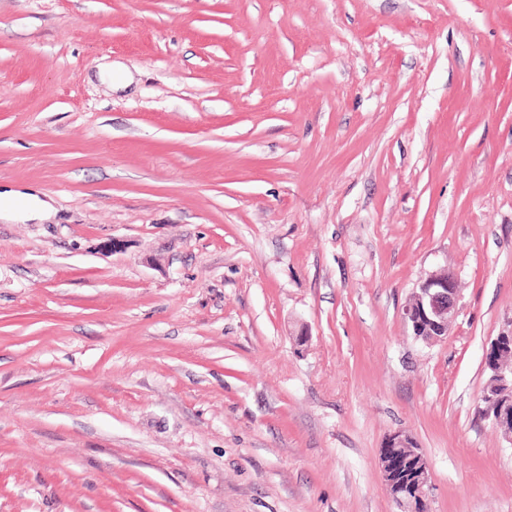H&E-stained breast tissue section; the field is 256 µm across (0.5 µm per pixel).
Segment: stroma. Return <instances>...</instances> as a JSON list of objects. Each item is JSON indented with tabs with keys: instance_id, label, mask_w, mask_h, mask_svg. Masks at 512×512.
I'll list each match as a JSON object with an SVG mask.
<instances>
[{
	"instance_id": "35a3bbf8",
	"label": "stroma",
	"mask_w": 512,
	"mask_h": 512,
	"mask_svg": "<svg viewBox=\"0 0 512 512\" xmlns=\"http://www.w3.org/2000/svg\"><path fill=\"white\" fill-rule=\"evenodd\" d=\"M5 185L0 512H512V0H0ZM3 188V191L0 190V218L42 220L49 218L53 213L52 205L45 199L49 197L43 193L31 189ZM458 286L449 271L436 272L423 279L413 298L403 310V319L412 336H432L441 342L456 316ZM493 387L484 393L486 407H489L485 419L500 432L501 436L512 444V399L503 400L498 391L501 387H509L512 390V368L504 369L494 361L487 364ZM379 464L398 512H419L428 505L430 466L411 434L403 430L391 433L381 448Z\"/></svg>"
}]
</instances>
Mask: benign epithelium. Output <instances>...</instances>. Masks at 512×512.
I'll list each match as a JSON object with an SVG mask.
<instances>
[{
  "label": "benign epithelium",
  "instance_id": "obj_1",
  "mask_svg": "<svg viewBox=\"0 0 512 512\" xmlns=\"http://www.w3.org/2000/svg\"><path fill=\"white\" fill-rule=\"evenodd\" d=\"M457 301L458 286L452 273L436 272L423 279L403 310L412 336H430L436 342L445 340L456 316ZM487 369L493 387L484 393L489 407L485 419L512 444V399L504 400L498 394L502 387L512 389V368L506 370L492 361ZM379 464L397 512H419L428 505L430 466L411 434L403 430L391 433L381 448Z\"/></svg>",
  "mask_w": 512,
  "mask_h": 512
}]
</instances>
